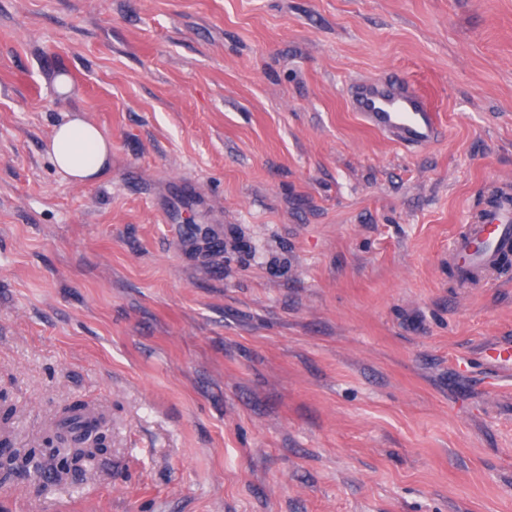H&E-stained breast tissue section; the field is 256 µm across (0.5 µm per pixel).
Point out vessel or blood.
<instances>
[{"label":"vessel or blood","mask_w":512,"mask_h":512,"mask_svg":"<svg viewBox=\"0 0 512 512\" xmlns=\"http://www.w3.org/2000/svg\"><path fill=\"white\" fill-rule=\"evenodd\" d=\"M353 108L371 128L406 146H424L437 131V114L413 87L388 77L360 83L351 91ZM512 253V190L502 189L496 204L480 213L448 246V260L461 278L490 273L501 256Z\"/></svg>","instance_id":"vessel-or-blood-1"}]
</instances>
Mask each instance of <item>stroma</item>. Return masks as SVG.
Instances as JSON below:
<instances>
[{"mask_svg":"<svg viewBox=\"0 0 512 512\" xmlns=\"http://www.w3.org/2000/svg\"><path fill=\"white\" fill-rule=\"evenodd\" d=\"M391 75L432 144L351 112ZM497 186L512 0H0V442L105 434L0 512H512V266L448 263ZM47 146L55 166L76 184L96 180L110 165L111 141L83 118L55 127ZM99 425L86 421L80 414L73 413L63 419L56 427V437L61 441H77L89 434H96Z\"/></svg>","mask_w":512,"mask_h":512,"instance_id":"1","label":"stroma"}]
</instances>
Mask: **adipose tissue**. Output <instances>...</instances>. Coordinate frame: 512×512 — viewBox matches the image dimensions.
Returning <instances> with one entry per match:
<instances>
[{
    "label": "adipose tissue",
    "mask_w": 512,
    "mask_h": 512,
    "mask_svg": "<svg viewBox=\"0 0 512 512\" xmlns=\"http://www.w3.org/2000/svg\"><path fill=\"white\" fill-rule=\"evenodd\" d=\"M112 144L92 122L76 118L55 127L47 152L69 180L84 184L96 180L110 165Z\"/></svg>",
    "instance_id": "1"
}]
</instances>
